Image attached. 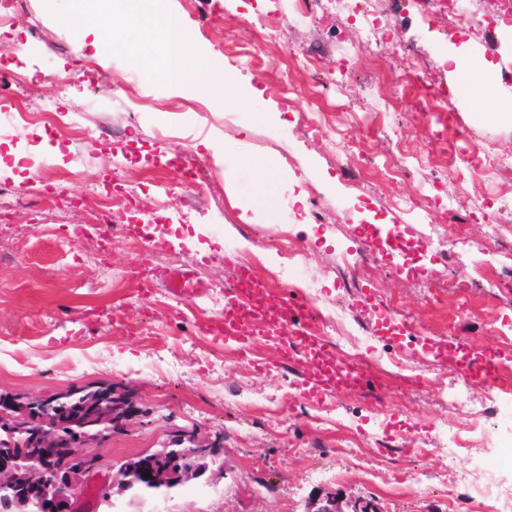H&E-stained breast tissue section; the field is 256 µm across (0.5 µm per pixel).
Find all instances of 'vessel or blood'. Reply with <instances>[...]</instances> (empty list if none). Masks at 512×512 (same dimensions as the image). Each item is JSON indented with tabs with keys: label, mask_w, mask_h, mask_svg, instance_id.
<instances>
[{
	"label": "vessel or blood",
	"mask_w": 512,
	"mask_h": 512,
	"mask_svg": "<svg viewBox=\"0 0 512 512\" xmlns=\"http://www.w3.org/2000/svg\"><path fill=\"white\" fill-rule=\"evenodd\" d=\"M265 289L261 282L252 278L246 271H239L237 286L224 297L223 316L216 325L217 332L223 333L225 342L238 345L247 344L257 329H278L280 324L299 322L305 317L293 302H286L281 308L279 319L266 318L262 307ZM314 359L316 370L307 374L302 384L309 393L320 391L365 390L371 385L367 367L351 366L347 372H339L333 350L321 339L310 334H302L286 344L282 357L291 362L297 356Z\"/></svg>",
	"instance_id": "vessel-or-blood-1"
}]
</instances>
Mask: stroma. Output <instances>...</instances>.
Instances as JSON below:
<instances>
[{
    "label": "stroma",
    "instance_id": "stroma-1",
    "mask_svg": "<svg viewBox=\"0 0 512 512\" xmlns=\"http://www.w3.org/2000/svg\"><path fill=\"white\" fill-rule=\"evenodd\" d=\"M72 0H21L16 24L0 28V93L35 108L58 105L67 126L47 134L39 121L0 128V393L44 398L73 385L116 383L134 394L142 416L102 445L87 446L101 466L89 480L111 484L125 460L165 446L178 429L221 439L218 462L171 496L114 491L116 512H318L354 502L371 512H512L508 498H474L469 490L495 477L512 485V469L496 465L512 450V424L480 415L481 385L463 376L477 358L512 369V292L477 282L473 259L446 267L427 249L428 224L468 215L462 241L484 240L490 224L512 225V178L477 176L473 159L512 157V120L489 118L480 103L459 98L448 160L459 180L410 177L347 182L342 168L371 171L400 164L425 149L418 89L409 66L451 80L459 69L512 73V23L494 45L474 35L478 20L448 36L444 23L421 19L413 0H370L385 39L409 57L380 51L354 16L342 38L334 23L289 17L285 0H108L89 12L112 14V36L143 12L173 16L207 60L209 93L151 68L156 54H103L70 20ZM262 15L280 32L258 49L251 20ZM318 51L314 66L286 68L289 49ZM18 63L25 81L10 71ZM134 83L133 98L115 94L106 74ZM235 78L225 88V74ZM261 96H254V89ZM347 115L329 137L303 136L299 117L314 96ZM221 142L220 151L206 148ZM275 160L274 211L253 205L252 159ZM193 163L198 188L177 183ZM432 199L427 216L410 207L419 191ZM320 204L326 222L309 224ZM399 228V247H384L369 265L372 288L346 291L337 265L368 229ZM310 250L307 278L324 302L311 322L335 321L345 307L353 332L369 330L376 349L398 352L425 374L423 387L389 378L385 393L348 390L310 395L300 370L283 364L276 343L258 336L246 350L210 332L238 257L255 258L260 280L283 257L281 231ZM157 272H187L195 295L165 282L145 292L139 263ZM462 390L448 400V385ZM457 434L452 454L443 433Z\"/></svg>",
    "mask_w": 512,
    "mask_h": 512
}]
</instances>
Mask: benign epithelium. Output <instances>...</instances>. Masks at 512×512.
<instances>
[{"instance_id": "7a95c632", "label": "benign epithelium", "mask_w": 512, "mask_h": 512, "mask_svg": "<svg viewBox=\"0 0 512 512\" xmlns=\"http://www.w3.org/2000/svg\"><path fill=\"white\" fill-rule=\"evenodd\" d=\"M67 392L84 394V401L52 422L41 414L50 399L0 393V429L9 437V444H0V488L10 491L14 512H28L32 505L37 512H75L87 477L100 467L98 456L79 448L106 442L138 413L130 391L113 383ZM219 447L194 430L184 431L175 447L130 458L121 471L140 478L149 473L146 483L157 489L180 488L206 473L207 459Z\"/></svg>"}]
</instances>
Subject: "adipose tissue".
<instances>
[{
	"label": "adipose tissue",
	"mask_w": 512,
	"mask_h": 512,
	"mask_svg": "<svg viewBox=\"0 0 512 512\" xmlns=\"http://www.w3.org/2000/svg\"><path fill=\"white\" fill-rule=\"evenodd\" d=\"M156 43L169 48L168 55L158 62L160 70L178 71L182 80L197 91H208L207 66L194 50L191 33L176 18L159 21L150 16L131 17L126 36L117 45L126 52L146 54Z\"/></svg>",
	"instance_id": "obj_1"
}]
</instances>
